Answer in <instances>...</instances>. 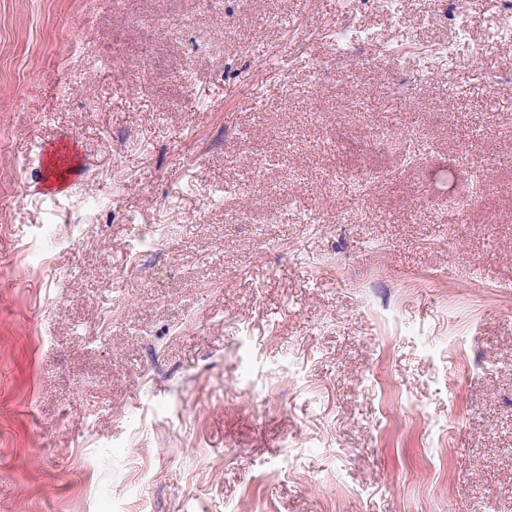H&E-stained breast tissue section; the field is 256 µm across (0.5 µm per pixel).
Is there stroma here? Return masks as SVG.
<instances>
[{"instance_id": "35a3bbf8", "label": "stroma", "mask_w": 512, "mask_h": 512, "mask_svg": "<svg viewBox=\"0 0 512 512\" xmlns=\"http://www.w3.org/2000/svg\"><path fill=\"white\" fill-rule=\"evenodd\" d=\"M397 9L0 0V512H512V16ZM132 14L174 22L149 57ZM387 105L417 157L367 149ZM356 163L382 175L359 213L330 185ZM481 190L477 193H472L466 197L448 199L441 207L448 209V214L453 218L456 224L465 223L466 214L471 211L478 204L479 197L487 190L489 186L480 184Z\"/></svg>"}]
</instances>
